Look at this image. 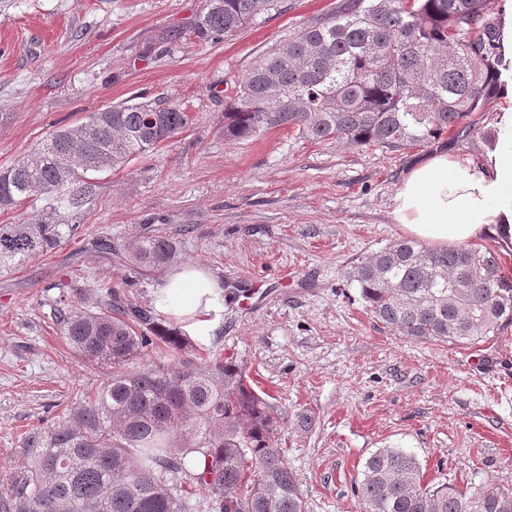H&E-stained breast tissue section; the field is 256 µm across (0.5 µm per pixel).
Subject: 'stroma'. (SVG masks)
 Returning <instances> with one entry per match:
<instances>
[{
  "label": "stroma",
  "instance_id": "1",
  "mask_svg": "<svg viewBox=\"0 0 512 512\" xmlns=\"http://www.w3.org/2000/svg\"><path fill=\"white\" fill-rule=\"evenodd\" d=\"M332 0H284L234 36L200 37L205 0H0V166L117 102H177L194 123L159 150L90 178L80 228L0 274V497L33 430L64 421L111 367L83 360L56 321L60 294L104 279L155 307L166 279L196 264L224 308L183 355L242 363L280 419L277 447L306 512H360L353 487L376 449L416 455L424 481L512 491V325L475 344L423 343L374 321L345 274L404 233L394 194L425 147L313 143L276 128L224 140V102L270 46ZM173 239L177 262L145 275L106 260L143 234ZM266 282L243 303L250 277Z\"/></svg>",
  "mask_w": 512,
  "mask_h": 512
}]
</instances>
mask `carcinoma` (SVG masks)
Returning a JSON list of instances; mask_svg holds the SVG:
<instances>
[{
    "mask_svg": "<svg viewBox=\"0 0 512 512\" xmlns=\"http://www.w3.org/2000/svg\"><path fill=\"white\" fill-rule=\"evenodd\" d=\"M282 4L205 0L195 30L231 36ZM502 41L493 0H342L237 80L224 103V140L286 127L313 143L452 146L480 133L500 93ZM193 121L179 104L118 103L1 166V211L33 200L46 207L35 223L0 224V273L78 230L88 175L122 169ZM176 260L162 235L139 237L128 254L141 273ZM347 277L379 323L411 339L474 343L512 323V276L487 249L397 239ZM99 288L95 310L79 306L82 291L60 295L58 325L78 355L112 374L65 422L29 433V463L10 486L12 512H185L194 497L223 512H306L285 454L273 446V407L244 366L181 358L186 333L106 283L91 291ZM159 342L165 361L128 369ZM354 494L363 512H512L509 491L425 484L417 457L393 446L366 459Z\"/></svg>",
    "mask_w": 512,
    "mask_h": 512,
    "instance_id": "1",
    "label": "carcinoma"
}]
</instances>
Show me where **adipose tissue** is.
Wrapping results in <instances>:
<instances>
[{
  "label": "adipose tissue",
  "instance_id": "ef3b65f1",
  "mask_svg": "<svg viewBox=\"0 0 512 512\" xmlns=\"http://www.w3.org/2000/svg\"><path fill=\"white\" fill-rule=\"evenodd\" d=\"M392 216L406 234L437 247L486 237L512 243V113L501 116L481 161L442 152L413 167L394 195ZM160 300L191 316L198 336L208 335L210 314L222 305L216 282L193 267L172 275Z\"/></svg>",
  "mask_w": 512,
  "mask_h": 512
}]
</instances>
